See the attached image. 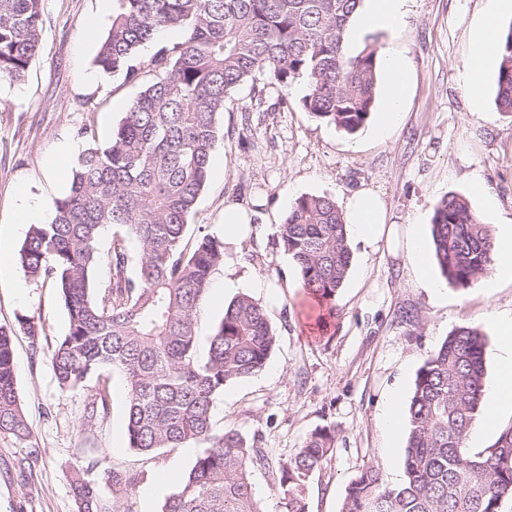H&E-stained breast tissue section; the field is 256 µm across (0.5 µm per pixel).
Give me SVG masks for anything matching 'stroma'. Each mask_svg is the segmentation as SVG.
Listing matches in <instances>:
<instances>
[{"label": "stroma", "instance_id": "1", "mask_svg": "<svg viewBox=\"0 0 512 512\" xmlns=\"http://www.w3.org/2000/svg\"><path fill=\"white\" fill-rule=\"evenodd\" d=\"M482 0L460 9L457 0H415L395 33L350 29L346 51L366 44L403 56L409 85L399 121L378 135L380 111L346 135L307 112L305 82L288 88L256 75L226 100L224 141L214 153L208 181L189 217L188 239L224 234V206L235 202L257 214L248 237L225 247L211 276L199 319L207 339L236 296L259 302L277 334L275 349L256 375L229 384L211 410L215 430L230 427L253 439L273 459L285 460L320 428L330 429L335 448L311 478L308 512H341L349 483L366 466L387 483L404 479V440L390 441L382 416L391 400L408 407L418 369L448 334L461 325L486 336V392L497 405L494 419L478 414L466 443L477 452L512 425V372L500 363L495 324L512 313V281L492 292L480 285L460 290L444 284L432 246L433 206L448 193L466 197L492 231L512 225V114L498 110L496 83L487 80L479 101L463 81L468 29ZM41 49L22 80L0 82V225L14 223L21 195L40 202L44 216L64 195L77 156L85 147L82 127L107 143L140 87L95 64L111 15L100 0H42ZM480 176L482 190L471 179ZM369 187L383 199L397 246L350 237L352 264L333 301L319 303L301 286L285 252L279 226L301 195H328L344 202ZM416 230L425 244L433 288L422 287L404 241ZM0 277V326L11 329L17 386L33 432L31 446L0 437V512H76L71 470L78 459L101 469L147 474L135 490L120 493L126 512H161L171 487L160 476L191 466L197 448H166L144 456L125 434L126 390L107 375L108 411L89 419L97 380L60 389L50 353L67 334V311L52 282H33L17 253ZM44 327L28 336L22 318Z\"/></svg>", "mask_w": 512, "mask_h": 512}]
</instances>
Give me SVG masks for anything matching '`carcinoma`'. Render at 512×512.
Returning <instances> with one entry per match:
<instances>
[{"instance_id":"1","label":"carcinoma","mask_w":512,"mask_h":512,"mask_svg":"<svg viewBox=\"0 0 512 512\" xmlns=\"http://www.w3.org/2000/svg\"><path fill=\"white\" fill-rule=\"evenodd\" d=\"M42 0H0V81H18L41 44ZM96 56L105 74L122 73L139 94L110 141L80 134L90 145L77 158L67 194L53 203L47 224L30 225L19 249L24 275L51 280L68 313L67 334L51 351L59 387L85 386L106 369L126 386V432L132 450L201 446L161 512H263L251 481L256 467L277 476L286 512H308L312 474L334 448L335 435L312 432L296 454L274 461L240 431L213 430L211 408L224 387L266 365L277 336L262 306L242 294L225 308L198 353L201 302L213 272L224 264V240L205 234L185 243L188 217L224 139L220 117L227 95L260 73L287 88L299 79L306 111L347 134L367 122L377 104L376 44L345 52L362 0H117ZM163 30L178 42L146 61L141 48ZM496 104L512 113V24L500 40ZM112 229L109 280L100 284V240ZM280 240L302 286L335 298L351 266L348 225L326 195L296 198L280 224ZM435 257L445 281L467 289L491 270L495 237L458 194L434 206ZM139 247L137 272L126 274L130 244ZM485 335L462 325L419 368L409 402L404 481L386 483L364 468L350 482L341 512H504L512 504V425L487 449L464 444L485 389ZM102 387L88 418L107 411ZM0 435L19 444L32 433L21 405L11 332L0 327ZM74 468L77 512H127L103 494L135 488L137 470Z\"/></svg>"}]
</instances>
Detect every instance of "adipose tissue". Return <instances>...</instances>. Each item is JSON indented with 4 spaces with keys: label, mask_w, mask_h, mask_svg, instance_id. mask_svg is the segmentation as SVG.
I'll list each match as a JSON object with an SVG mask.
<instances>
[{
    "label": "adipose tissue",
    "mask_w": 512,
    "mask_h": 512,
    "mask_svg": "<svg viewBox=\"0 0 512 512\" xmlns=\"http://www.w3.org/2000/svg\"><path fill=\"white\" fill-rule=\"evenodd\" d=\"M512 12V0H486L482 12L469 31V65L464 81L471 93H479L485 74L496 66V21L499 15ZM383 122L389 129L400 117L408 85L405 62L396 50H387L383 57ZM344 218L353 232L369 242L381 239L387 224L385 204L379 194L363 187L345 200Z\"/></svg>",
    "instance_id": "adipose-tissue-1"
}]
</instances>
